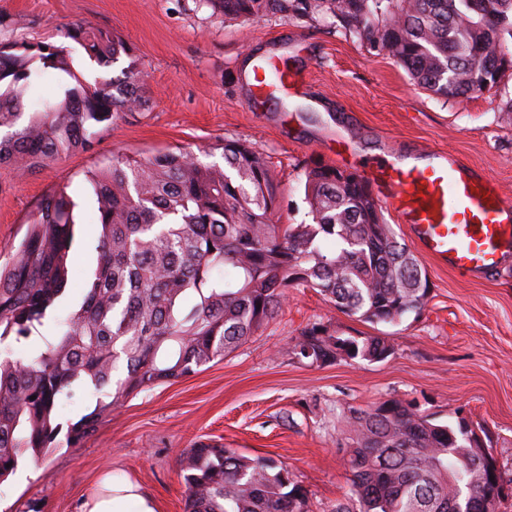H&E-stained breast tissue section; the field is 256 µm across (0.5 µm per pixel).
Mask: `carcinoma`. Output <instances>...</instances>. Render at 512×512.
I'll use <instances>...</instances> for the list:
<instances>
[{
	"instance_id": "carcinoma-1",
	"label": "carcinoma",
	"mask_w": 512,
	"mask_h": 512,
	"mask_svg": "<svg viewBox=\"0 0 512 512\" xmlns=\"http://www.w3.org/2000/svg\"><path fill=\"white\" fill-rule=\"evenodd\" d=\"M226 18L330 17L365 44L379 45L413 83L463 102L512 71V0H202ZM89 59L117 76L89 84L53 42L0 45V166L38 169L70 150H90L101 125L140 110L143 72L118 35L89 23L65 29ZM48 74L57 94L33 112L25 102ZM224 164L191 151L118 155L86 174L96 205L97 263L66 318L79 233L76 198L47 194L25 235L0 266V343L55 332L26 360L0 358V480L26 454L39 458L61 432L55 407L77 392L115 388L66 433L81 444L125 398L199 372L266 326L288 288H313L343 313L397 324L428 301L425 268L400 242L361 176L313 163L305 171L309 224H272L283 191L266 158L239 141L222 144ZM391 356L386 336H333L313 323L292 352L313 364ZM123 377L114 379V376ZM344 415L346 501L333 512H471L485 463L457 419L435 424L413 403L385 401ZM188 512H311L307 490L271 457H246L203 441L180 459Z\"/></svg>"
}]
</instances>
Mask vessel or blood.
<instances>
[{
	"label": "vessel or blood",
	"mask_w": 512,
	"mask_h": 512,
	"mask_svg": "<svg viewBox=\"0 0 512 512\" xmlns=\"http://www.w3.org/2000/svg\"><path fill=\"white\" fill-rule=\"evenodd\" d=\"M272 80L285 94L296 86L288 71L271 63L257 75V91ZM360 174L407 225L421 254L461 274H484L512 253V203L505 201L499 183L477 174L456 154L440 152L422 165L364 166Z\"/></svg>",
	"instance_id": "vessel-or-blood-1"
}]
</instances>
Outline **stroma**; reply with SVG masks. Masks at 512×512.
Segmentation results:
<instances>
[{
	"label": "stroma",
	"instance_id": "obj_1",
	"mask_svg": "<svg viewBox=\"0 0 512 512\" xmlns=\"http://www.w3.org/2000/svg\"><path fill=\"white\" fill-rule=\"evenodd\" d=\"M87 22L133 48L146 104L121 113L94 148L36 170L0 167V260L17 248L28 215L58 187L80 199L66 317L96 266L97 212L85 174L114 155L176 148L220 161L237 140L262 153L284 191L277 224L308 222L304 171L315 162L356 171L388 152H453L496 180L512 201V73L464 102L430 96L392 59L368 52L331 19H228L201 0H0V41L61 42ZM275 61L296 75L286 105H253L252 68ZM425 307L395 325H371L336 310L316 291L292 288L276 318L246 344L197 374L124 400L81 446L58 437L39 460L24 457L0 482V512H82L104 474L131 480L158 512H184L179 461L209 439L249 457L281 462L308 492L312 512H330L349 490L341 415L400 398L436 422L466 415L486 428L488 448L512 479V258L464 277L423 259ZM333 335L389 337L381 362L310 364L291 339L311 323Z\"/></svg>",
	"mask_w": 512,
	"mask_h": 512
}]
</instances>
